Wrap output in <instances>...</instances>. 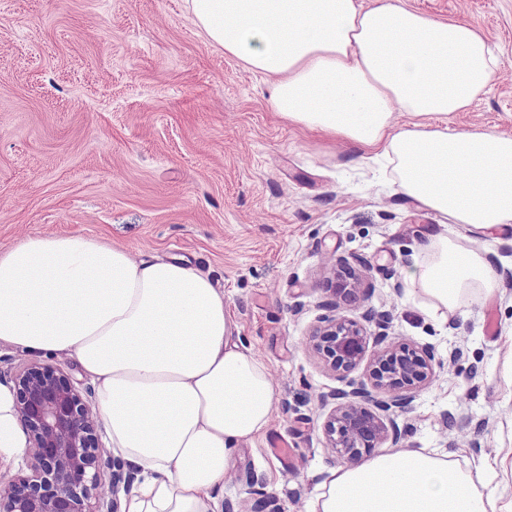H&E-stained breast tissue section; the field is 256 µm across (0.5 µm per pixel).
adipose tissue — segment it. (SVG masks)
Here are the masks:
<instances>
[{"label":"adipose tissue","mask_w":512,"mask_h":512,"mask_svg":"<svg viewBox=\"0 0 512 512\" xmlns=\"http://www.w3.org/2000/svg\"><path fill=\"white\" fill-rule=\"evenodd\" d=\"M225 54L277 77L288 122L339 138L391 169L401 195L494 236L512 224V134L436 120L471 105L500 57L463 20L406 0H186ZM431 312L491 294L498 276L445 235L420 242L409 275ZM0 343L74 358L92 380L112 453L138 472L124 512H222L240 448L269 425L274 381L233 336L224 291L185 258L135 261L80 233L0 251ZM28 437L0 384V455ZM309 512H500L449 456L388 449L330 471Z\"/></svg>","instance_id":"1"}]
</instances>
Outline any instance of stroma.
Masks as SVG:
<instances>
[{"instance_id": "1", "label": "stroma", "mask_w": 512, "mask_h": 512, "mask_svg": "<svg viewBox=\"0 0 512 512\" xmlns=\"http://www.w3.org/2000/svg\"><path fill=\"white\" fill-rule=\"evenodd\" d=\"M438 19L473 22L512 60V0H407ZM269 77L212 45L184 0H0V249L27 236L81 233L137 259L179 256L223 288L234 335L271 371L269 427L243 446L224 484L237 504L259 492L281 512H308L329 470L331 408L320 395L366 381L327 369L306 341L319 321L389 310V330L433 352L436 366L410 411L403 443L451 454L475 470L497 463L492 487L512 505V291H473L444 316L405 285L414 247L440 232L512 269V226L498 238L373 184L347 142L276 112ZM459 131L512 133V79L449 115ZM367 283L334 302L326 259ZM402 281L401 293L392 285ZM462 355L449 363L448 354ZM50 363L94 398L73 358L0 345V384ZM477 366L468 376L469 366ZM454 426H445L444 414ZM257 476L249 488L247 476Z\"/></svg>"}]
</instances>
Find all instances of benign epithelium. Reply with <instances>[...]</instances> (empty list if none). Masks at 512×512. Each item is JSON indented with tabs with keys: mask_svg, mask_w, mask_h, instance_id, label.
Returning <instances> with one entry per match:
<instances>
[{
	"mask_svg": "<svg viewBox=\"0 0 512 512\" xmlns=\"http://www.w3.org/2000/svg\"><path fill=\"white\" fill-rule=\"evenodd\" d=\"M364 320L378 329L373 334L360 322L334 318L310 335L308 344L333 372L355 370L366 356L369 341L381 345L369 376L374 389L387 398L376 401L381 414L362 407L372 400L365 386L343 393L324 424L327 447L339 457L357 462L386 442L403 436L396 417L412 409V390L434 372V357L388 338V311H371ZM16 411L29 445L26 468L0 474V512H120L119 492L133 482L120 466L104 475L110 452L97 434L99 417L62 369L51 364L30 365L15 376Z\"/></svg>",
	"mask_w": 512,
	"mask_h": 512,
	"instance_id": "7a95c632",
	"label": "benign epithelium"
}]
</instances>
